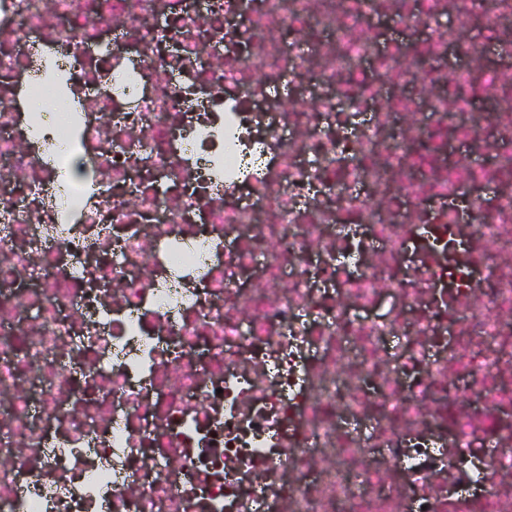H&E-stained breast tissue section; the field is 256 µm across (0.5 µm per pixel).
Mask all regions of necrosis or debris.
<instances>
[{
  "mask_svg": "<svg viewBox=\"0 0 512 512\" xmlns=\"http://www.w3.org/2000/svg\"><path fill=\"white\" fill-rule=\"evenodd\" d=\"M0 512H512V0H0Z\"/></svg>",
  "mask_w": 512,
  "mask_h": 512,
  "instance_id": "necrosis-or-debris-1",
  "label": "necrosis or debris"
}]
</instances>
